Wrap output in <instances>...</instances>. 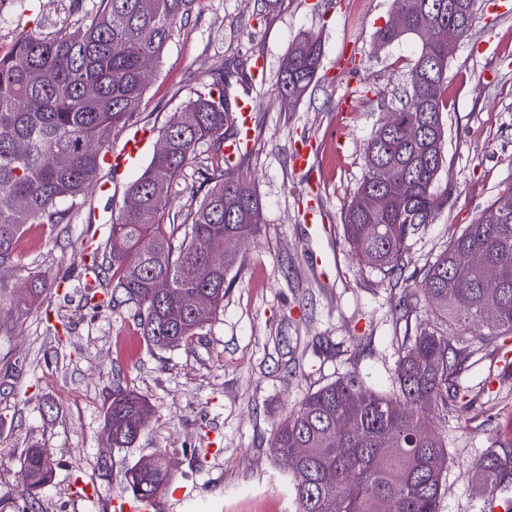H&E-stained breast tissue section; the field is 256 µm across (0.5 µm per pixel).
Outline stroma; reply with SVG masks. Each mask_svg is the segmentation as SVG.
<instances>
[{"instance_id":"35a3bbf8","label":"stroma","mask_w":512,"mask_h":512,"mask_svg":"<svg viewBox=\"0 0 512 512\" xmlns=\"http://www.w3.org/2000/svg\"><path fill=\"white\" fill-rule=\"evenodd\" d=\"M493 2L476 0L474 27L448 60L441 177L452 200L410 239L395 281L355 263L341 225L364 173V145L383 113L398 106L419 53L411 39L375 43L392 0H196L154 69L138 120L161 131L189 98L194 76L227 58L264 57V98L238 169L260 196V232L212 325L187 344L158 350L127 308L86 303L73 253L87 227L104 241L141 168L117 177L102 168L109 195L75 207L61 202L63 223L27 227L15 267L0 274V496L19 492L26 450L46 448L56 468L33 498L35 512H115L126 466L164 448L176 486L160 498L164 512H295L268 448L272 430L308 393L349 372L373 391L391 392L398 351L426 319L423 308H403L421 271L512 184V13H499ZM98 4L0 0V51L21 33L51 36L78 25ZM306 32L322 41L321 80L288 103L275 90L277 73ZM344 56L350 67L340 73ZM308 136L319 144L316 224L329 226L326 238L303 220L307 177L291 163L295 143ZM320 249L332 263L326 280L308 261ZM35 277L66 282L69 298L32 296L26 284ZM457 338L475 351L459 379L472 406L437 424L448 448L440 512H490V503L512 501V479L490 495L472 480L489 450L512 451V374L499 367L512 359V337L499 352L470 333ZM116 380L146 397L149 419L133 447L112 452L103 405ZM189 448L206 449L203 462L186 456ZM106 453L115 462L108 480L97 471ZM77 476L93 485L92 497L74 495Z\"/></svg>"}]
</instances>
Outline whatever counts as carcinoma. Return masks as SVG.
Masks as SVG:
<instances>
[{"instance_id":"cac0c4a2","label":"carcinoma","mask_w":512,"mask_h":512,"mask_svg":"<svg viewBox=\"0 0 512 512\" xmlns=\"http://www.w3.org/2000/svg\"><path fill=\"white\" fill-rule=\"evenodd\" d=\"M195 2L100 0L95 15L76 29L48 38L26 32L0 54V273L14 267L27 225L62 223L59 204L84 197L98 183L102 148L113 131L138 116L145 65L160 61ZM448 2L393 0L403 27H382L374 35L388 45L417 40L413 68L425 66L422 80L407 86L404 102L385 113L367 142L355 195H371L370 208L359 211L350 203L344 210L355 261L387 278L402 270L410 238L452 195V187L438 185L448 53L436 29L452 18ZM321 60L320 38L302 35L279 69L277 94L301 101L318 82ZM194 81L184 110L199 114L197 124L185 127L181 114L173 115L161 131L171 151L153 155L126 189L104 246L77 248L84 274L111 288L107 306H133L141 335L159 350L181 345L212 323L242 245L262 224L255 187L219 165L197 169L206 191L193 211L182 220L170 213L169 190L200 144H212L224 160V141L235 136L230 88H253L245 62H223ZM407 123L420 126V140L404 139ZM18 142L29 151L16 152ZM178 229L183 235L176 241ZM215 253L224 254L220 271L210 265ZM490 271L496 275L493 291L485 286ZM159 278L168 283L163 297L150 288ZM200 292L209 295V307L183 312V300ZM415 300L428 321L401 347L393 392L376 393L349 372L309 393L272 431L269 447L288 475L295 512H368L374 497L388 500L391 512H438L448 451L435 419L469 407L458 378L472 355L448 330L473 328L488 344L512 335V184L423 270ZM146 409L142 396L119 380L112 383L102 426L112 447L136 443ZM23 470L12 512H29L32 495L51 480V453L28 449ZM124 475L126 492L156 498L173 481L167 450H158L151 470L134 464ZM511 476L509 451L491 450L476 465L477 485L485 492Z\"/></svg>"}]
</instances>
